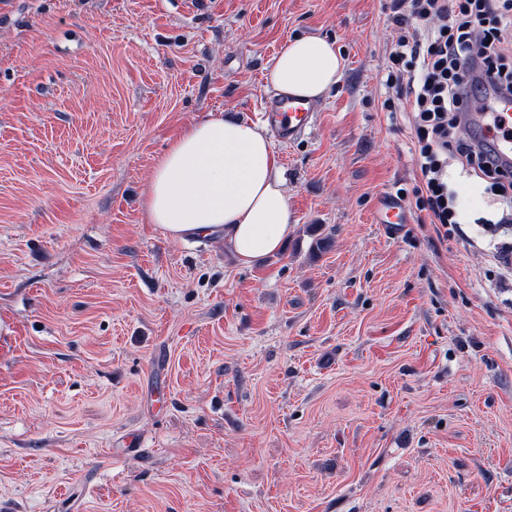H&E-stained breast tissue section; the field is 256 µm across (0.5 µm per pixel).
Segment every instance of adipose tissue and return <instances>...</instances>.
<instances>
[{"label": "adipose tissue", "mask_w": 512, "mask_h": 512, "mask_svg": "<svg viewBox=\"0 0 512 512\" xmlns=\"http://www.w3.org/2000/svg\"><path fill=\"white\" fill-rule=\"evenodd\" d=\"M345 61L320 36L289 39L268 72L278 94L318 100ZM280 165L263 128L220 115L187 125L156 160L143 211L173 240L220 233L237 265L279 253L293 228Z\"/></svg>", "instance_id": "1"}]
</instances>
